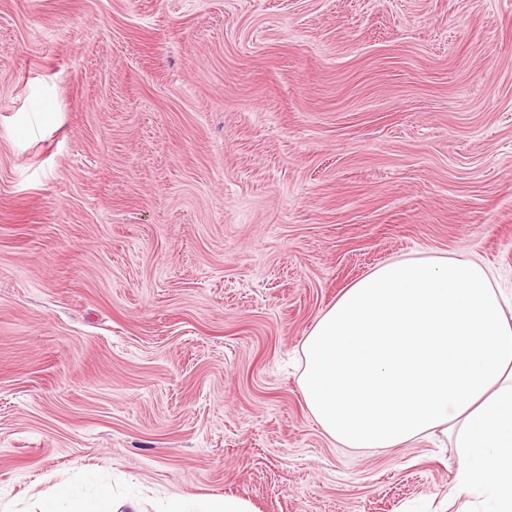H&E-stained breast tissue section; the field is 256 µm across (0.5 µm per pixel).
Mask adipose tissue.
Instances as JSON below:
<instances>
[{
    "mask_svg": "<svg viewBox=\"0 0 512 512\" xmlns=\"http://www.w3.org/2000/svg\"><path fill=\"white\" fill-rule=\"evenodd\" d=\"M479 262L383 263L348 285L302 344L300 386L322 430L346 448L452 439L455 488L512 512V310ZM39 512H141L131 496L62 482ZM158 512H254L233 495H169Z\"/></svg>",
    "mask_w": 512,
    "mask_h": 512,
    "instance_id": "obj_1",
    "label": "adipose tissue"
}]
</instances>
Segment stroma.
Listing matches in <instances>:
<instances>
[{"instance_id": "1", "label": "stroma", "mask_w": 512, "mask_h": 512, "mask_svg": "<svg viewBox=\"0 0 512 512\" xmlns=\"http://www.w3.org/2000/svg\"><path fill=\"white\" fill-rule=\"evenodd\" d=\"M438 255L512 289V0H0V507L456 512V448L341 447L299 385ZM38 512H143L131 496H114L105 488L62 482L41 499ZM155 512H254L247 500L233 495L187 497L169 495Z\"/></svg>"}]
</instances>
